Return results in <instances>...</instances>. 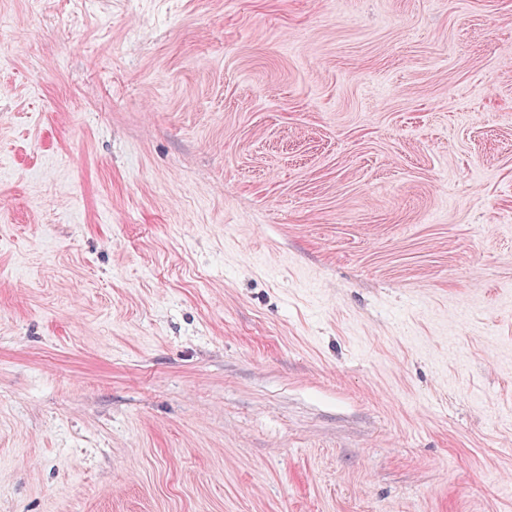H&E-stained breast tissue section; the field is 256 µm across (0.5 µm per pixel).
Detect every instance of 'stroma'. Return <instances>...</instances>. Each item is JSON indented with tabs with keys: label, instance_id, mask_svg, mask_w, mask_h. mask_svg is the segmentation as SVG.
Here are the masks:
<instances>
[{
	"label": "stroma",
	"instance_id": "35a3bbf8",
	"mask_svg": "<svg viewBox=\"0 0 512 512\" xmlns=\"http://www.w3.org/2000/svg\"><path fill=\"white\" fill-rule=\"evenodd\" d=\"M0 512H512V0H0Z\"/></svg>",
	"mask_w": 512,
	"mask_h": 512
}]
</instances>
